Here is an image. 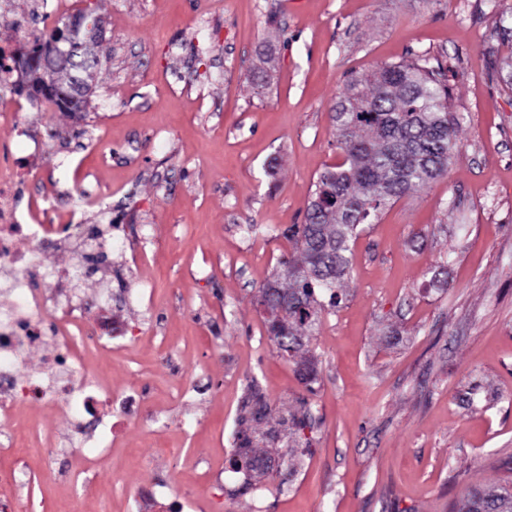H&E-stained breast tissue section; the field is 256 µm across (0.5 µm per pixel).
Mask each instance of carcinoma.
<instances>
[{
  "label": "carcinoma",
  "mask_w": 512,
  "mask_h": 512,
  "mask_svg": "<svg viewBox=\"0 0 512 512\" xmlns=\"http://www.w3.org/2000/svg\"><path fill=\"white\" fill-rule=\"evenodd\" d=\"M58 25L37 36L31 48L11 55L20 80L9 92L44 99L61 112H84L88 99L72 104L46 92L50 82L68 83L74 58L55 45ZM447 68L429 59L385 62L369 74L351 76L333 106L336 143L342 161L318 177L305 223L292 229L293 255L260 290L271 295L269 307L283 314L269 320L276 350L290 353L302 379L314 375L311 359L302 356L319 314L339 306L343 283L351 269L350 241L363 224L374 223L393 201L422 189L448 173L457 149V119L450 112ZM248 415L242 422L265 419L270 408L251 387L245 397ZM236 449L252 456V472L262 473L265 456L246 430L236 436ZM485 512H512V487L476 489L452 504L451 512H470L474 497Z\"/></svg>",
  "instance_id": "obj_1"
}]
</instances>
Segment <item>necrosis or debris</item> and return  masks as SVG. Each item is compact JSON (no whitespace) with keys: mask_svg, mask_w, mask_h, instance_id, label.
<instances>
[{"mask_svg":"<svg viewBox=\"0 0 512 512\" xmlns=\"http://www.w3.org/2000/svg\"><path fill=\"white\" fill-rule=\"evenodd\" d=\"M16 181L13 166L0 163V291L15 297L12 307L0 309V427H7L17 405L27 401L49 407L62 403L68 410L92 417L95 409L80 395L87 367L68 348L78 332L89 342H99L97 325L84 324L77 314H70L57 331L61 352L46 359L40 372L24 376L17 370L18 357L45 338L44 296L56 282L41 271L43 255L60 245L62 234L73 231L86 238L90 232L81 224L52 223L45 212H20Z\"/></svg>","mask_w":512,"mask_h":512,"instance_id":"1","label":"necrosis or debris"}]
</instances>
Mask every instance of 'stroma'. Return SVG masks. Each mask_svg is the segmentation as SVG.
I'll return each mask as SVG.
<instances>
[{"label": "stroma", "instance_id": "stroma-1", "mask_svg": "<svg viewBox=\"0 0 512 512\" xmlns=\"http://www.w3.org/2000/svg\"><path fill=\"white\" fill-rule=\"evenodd\" d=\"M81 0H0V44L31 45ZM110 57L86 114L22 103L0 122L19 204L60 199L112 242L42 263L70 306L121 325L75 341L107 393L112 434L18 407L0 446L8 512H450L503 485L512 454V0H93ZM440 59L458 116L448 173L352 241L347 297L322 312L305 384L275 350L259 288L287 259L319 174L339 151L330 110L349 75ZM60 130L59 138L47 135ZM281 470H232L243 397ZM306 416L310 445L266 442ZM84 442L82 455L67 453ZM245 408H249L248 417L242 418V423H246L248 420L261 421L265 419L269 413L270 408L264 396L253 386L249 388L248 393L245 397Z\"/></svg>", "mask_w": 512, "mask_h": 512}]
</instances>
